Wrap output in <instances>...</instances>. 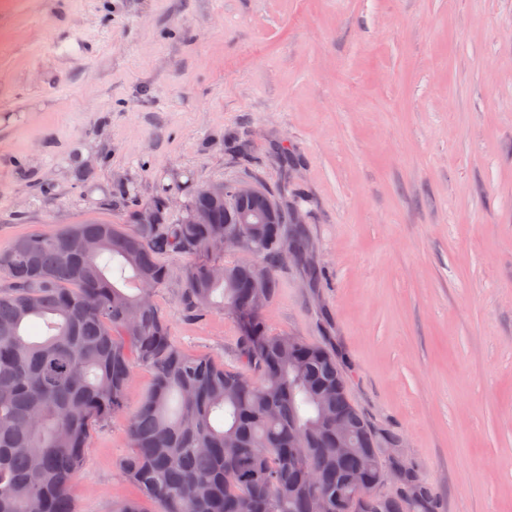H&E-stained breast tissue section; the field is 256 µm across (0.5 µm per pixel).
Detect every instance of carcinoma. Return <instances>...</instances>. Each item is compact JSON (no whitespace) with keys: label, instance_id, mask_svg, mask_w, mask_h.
I'll use <instances>...</instances> for the list:
<instances>
[{"label":"carcinoma","instance_id":"carcinoma-1","mask_svg":"<svg viewBox=\"0 0 512 512\" xmlns=\"http://www.w3.org/2000/svg\"><path fill=\"white\" fill-rule=\"evenodd\" d=\"M168 195L147 203L156 224L89 220L75 234H29L0 254V512H76L70 486L83 466L91 433L125 412L132 380L127 348L153 381L128 415L134 451L122 464L138 496L113 512H370L382 495L383 474L365 456L391 440L373 431L351 403L346 378L324 347L297 341L300 367L288 334L274 335L260 313L277 291L271 266L288 254L281 239L244 240L251 261L228 265L230 281L212 277L210 249L224 234L239 238L234 211L220 208L214 224H187L173 216ZM169 256L188 260L181 303L197 313L218 306L238 310L241 366L229 368L176 346L153 290L168 284ZM266 270L265 299L249 288L254 268ZM152 287L144 288V281ZM43 321L44 337L26 328ZM341 383L325 402L319 386ZM338 415L356 433L353 454L336 463L324 414ZM295 437L311 449L305 460L288 452ZM359 466L373 480L360 489L342 473ZM401 490L387 495L385 512H430L427 490L395 461Z\"/></svg>","mask_w":512,"mask_h":512}]
</instances>
